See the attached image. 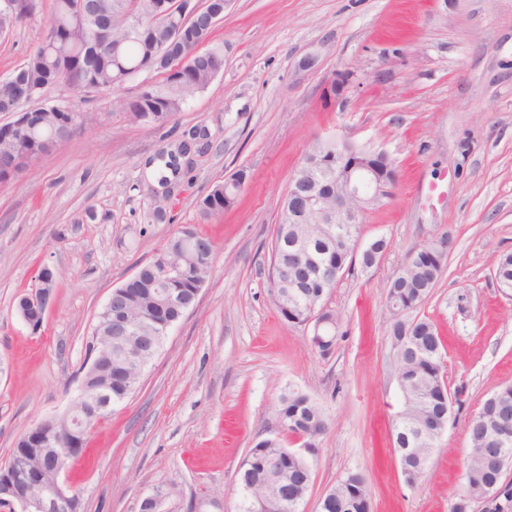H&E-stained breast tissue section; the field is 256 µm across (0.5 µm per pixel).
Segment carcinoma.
Masks as SVG:
<instances>
[{
	"label": "carcinoma",
	"mask_w": 512,
	"mask_h": 512,
	"mask_svg": "<svg viewBox=\"0 0 512 512\" xmlns=\"http://www.w3.org/2000/svg\"><path fill=\"white\" fill-rule=\"evenodd\" d=\"M172 0H139L140 23L130 30L128 0H88L87 17L79 21L75 0H52L49 25L59 34L60 45L41 44L21 64V78L15 72L0 78V113L8 112L14 119L0 126V184L30 169L32 159L43 151L46 140L55 135L62 118L54 105L32 106L46 87L66 82L85 87L106 85L119 91L140 73H163V83L145 84L144 90L131 99L115 98L128 118L138 124L163 126L183 106L204 91L216 78L224 62V48L213 45L199 50V41L190 37L193 29L184 32V40L172 42L170 29L181 22V16L170 11ZM111 25L108 54L89 55L102 24ZM189 146L180 141L175 149L160 152L149 160L154 165L157 188L153 189L152 211L161 221L166 213L167 199L179 186L182 166L180 158ZM309 154L315 162L303 163L292 176L307 195L315 196L336 182V170L348 169L364 161L384 174V183H393L394 161L381 154H368L350 146H338L332 139H317ZM246 174L239 171L216 183L200 202L206 215L220 213L234 202ZM292 202L283 198L271 246L270 267L277 264L295 268L297 287L274 299L282 318L291 326L307 327L323 307L325 296L317 288L305 287L304 272L290 260L291 246L307 241L325 257L341 267L353 264L350 247L323 236V225L317 217L307 214L297 224L288 223ZM181 237L172 238L154 259L137 271L133 281L125 282L118 304L112 314L100 311L92 331L88 354L96 356L98 369L84 373L89 388L101 384L112 387V405L122 403L137 387L141 375L119 363L105 340L111 328L120 325L128 331L130 342L148 351L152 361L167 333L161 323L176 324L181 311L165 304L159 294L161 261L176 260L180 271L174 287L181 296L197 298L212 271L214 245L210 239L197 235L189 250L180 248ZM444 269L442 255L423 247L415 248L412 264L402 276L387 285L386 299L397 304L400 312L389 313V339L393 351L390 363L402 399V409L394 420V448L403 449L400 472L406 485L412 487L424 477L436 442L448 426L449 388L442 372V343L434 325L411 316L428 297ZM494 277L497 283L512 280V254L497 260ZM333 334H312L317 350L331 353L339 335L340 316L328 311ZM280 420L288 433L305 438L308 447L324 432L326 420L320 407L307 395L290 391L280 398ZM512 434V385H506L487 397L479 411L468 422L470 453L466 465V491L453 506V512H502L498 501L486 499L494 485L512 501V452L500 462H493L491 449L497 436ZM22 452L29 465L40 471L51 466L52 448L17 446L12 453ZM312 471L306 456L290 455L280 441H259L249 450L238 470V512H302V504L311 488ZM371 487L360 472H348L318 502V512H370Z\"/></svg>",
	"instance_id": "cac0c4a2"
}]
</instances>
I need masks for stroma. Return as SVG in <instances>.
<instances>
[{
	"instance_id": "1",
	"label": "stroma",
	"mask_w": 512,
	"mask_h": 512,
	"mask_svg": "<svg viewBox=\"0 0 512 512\" xmlns=\"http://www.w3.org/2000/svg\"><path fill=\"white\" fill-rule=\"evenodd\" d=\"M50 5L40 0L0 39V76L44 41ZM212 41L224 48L223 71L161 127L131 123L110 100L64 83L41 93L78 122L31 171L0 184V463L23 433L73 404L113 289L189 228L215 245L211 275L72 462L84 512H140L160 487L173 494L159 512H234L239 465L279 434V397L291 389L328 421L307 455L304 512L351 471L370 484L372 512H452L465 490L467 424L512 384V297L493 277L497 257L512 252V0H231ZM308 55L318 69H299ZM339 75L348 88L338 101L325 86ZM199 123L213 146L155 221L147 162ZM319 136L384 150L398 172L362 226L363 241L385 238L387 252L346 269L325 299L342 318L325 356L310 329L281 318L269 281L280 204ZM239 170L247 178L234 203L203 215L200 200ZM440 238L445 269L417 314L444 341L456 402L411 488L393 452L386 285L411 248ZM44 267L57 286L35 329L16 304Z\"/></svg>"
}]
</instances>
